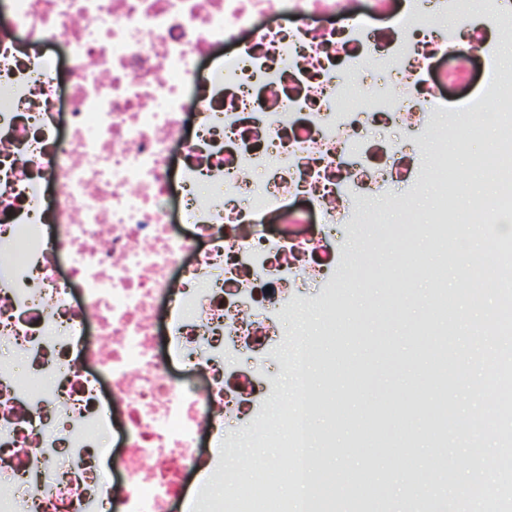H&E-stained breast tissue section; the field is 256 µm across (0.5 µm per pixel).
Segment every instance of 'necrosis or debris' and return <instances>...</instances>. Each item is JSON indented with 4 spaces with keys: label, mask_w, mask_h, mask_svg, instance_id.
<instances>
[{
    "label": "necrosis or debris",
    "mask_w": 512,
    "mask_h": 512,
    "mask_svg": "<svg viewBox=\"0 0 512 512\" xmlns=\"http://www.w3.org/2000/svg\"><path fill=\"white\" fill-rule=\"evenodd\" d=\"M460 0H0V512H197L223 456L286 432L287 464L257 471L223 512H313L324 470L310 448L306 337L283 338L298 282L333 299L406 146L454 111L495 124L472 171L491 200L444 224L512 216V74ZM484 52L478 100L449 99ZM347 77L367 97L340 100ZM290 374L292 398H277ZM223 455L203 460L205 440ZM301 489L295 499L278 488Z\"/></svg>",
    "instance_id": "necrosis-or-debris-1"
}]
</instances>
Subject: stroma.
I'll return each instance as SVG.
<instances>
[{
    "label": "stroma",
    "instance_id": "35a3bbf8",
    "mask_svg": "<svg viewBox=\"0 0 512 512\" xmlns=\"http://www.w3.org/2000/svg\"><path fill=\"white\" fill-rule=\"evenodd\" d=\"M435 121L441 127L437 138L417 148L418 166L423 170L432 168L435 156L441 154L452 169L469 170L472 157L490 150L498 137L496 126H486L461 152L456 141L467 133L465 121L444 113ZM369 206L381 221L380 229L358 224L344 227L342 242L353 251L356 269L336 291L343 328L336 333L321 329L317 301L323 291L309 287L300 291V314L285 317L282 332L306 336L318 347L308 383L312 396L326 408L313 415L312 424L324 435L345 433L338 454L322 457L323 467L334 470L342 482L370 475L378 487L375 512H412L416 493L425 484L438 482L430 474L428 453L442 455L455 445L462 467L471 465L461 432L450 433L444 442L433 440L430 432L438 424L433 416L420 414L416 401L440 394L429 364L432 343L447 332L449 319L435 318L437 298H453L449 318L465 314L475 322L482 312L481 307L468 304L461 290L464 274L480 250L475 235H467L441 276L428 274V267L441 261L426 236L439 208L433 181L416 188L388 184ZM376 231L384 237L387 250L374 255L363 250L362 241ZM335 405L343 408V415H328V408ZM365 426L375 428L378 441L362 436ZM283 458L282 449L276 447L239 449L226 462L233 481L212 484L210 505L230 495L235 484L248 480L255 468L280 466ZM424 473L430 476L425 484L420 481Z\"/></svg>",
    "mask_w": 512,
    "mask_h": 512
}]
</instances>
